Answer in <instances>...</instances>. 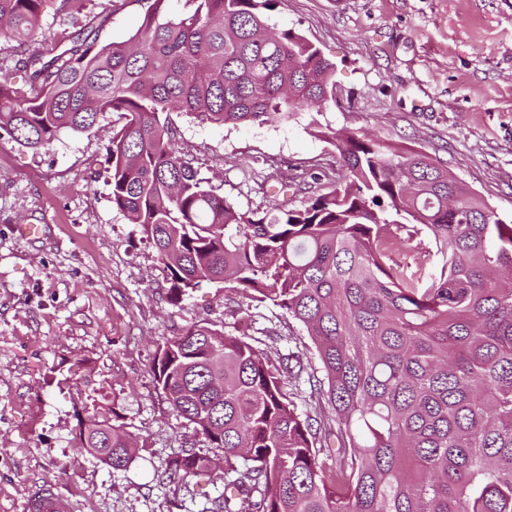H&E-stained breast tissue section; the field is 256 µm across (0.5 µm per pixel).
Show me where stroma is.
<instances>
[{
  "instance_id": "obj_1",
  "label": "stroma",
  "mask_w": 512,
  "mask_h": 512,
  "mask_svg": "<svg viewBox=\"0 0 512 512\" xmlns=\"http://www.w3.org/2000/svg\"><path fill=\"white\" fill-rule=\"evenodd\" d=\"M46 10L33 49L59 52L86 16L99 39L139 25L138 0ZM335 66L333 102L285 122L217 126L172 114L201 178L242 210L298 208L338 177L326 132H368L442 161L512 219V0H281L269 15ZM112 114L40 150L0 136V512H28L53 485L72 512H202L221 479L156 482L188 450L220 456L177 415L149 371L163 337L195 325L251 341L272 367H318L304 328L278 308L202 285L180 303L153 247L112 206ZM19 224H40L26 238ZM117 410L139 457L113 470L78 446L79 417Z\"/></svg>"
}]
</instances>
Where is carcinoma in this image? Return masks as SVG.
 Returning a JSON list of instances; mask_svg holds the SVG:
<instances>
[{
    "mask_svg": "<svg viewBox=\"0 0 512 512\" xmlns=\"http://www.w3.org/2000/svg\"><path fill=\"white\" fill-rule=\"evenodd\" d=\"M145 2L127 39L85 24L47 59L32 49L45 9L80 0H0L16 81L0 76V129L41 149L59 131L117 116L107 148L112 207L156 250L179 302L213 284L298 322L335 426L284 391L300 357L274 372L243 337L196 325L159 344L150 366L173 410L224 459L209 512H512V220L443 163L333 130L341 175L301 208L241 211L198 177L169 114L237 125L287 120L333 98L334 65L293 29L281 0ZM429 240V270L396 257ZM80 446L104 465L134 461L133 435L94 414ZM214 460L188 451L156 479Z\"/></svg>",
    "mask_w": 512,
    "mask_h": 512,
    "instance_id": "1",
    "label": "carcinoma"
}]
</instances>
